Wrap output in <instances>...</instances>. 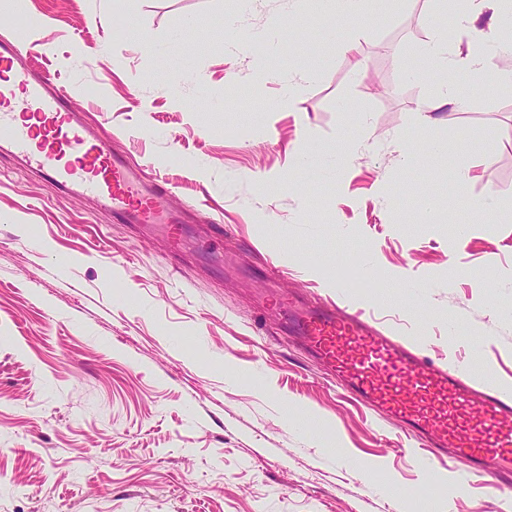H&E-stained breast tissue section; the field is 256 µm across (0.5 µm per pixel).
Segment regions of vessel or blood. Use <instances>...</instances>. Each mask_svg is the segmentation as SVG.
I'll return each mask as SVG.
<instances>
[{
	"label": "vessel or blood",
	"instance_id": "vessel-or-blood-1",
	"mask_svg": "<svg viewBox=\"0 0 512 512\" xmlns=\"http://www.w3.org/2000/svg\"><path fill=\"white\" fill-rule=\"evenodd\" d=\"M9 151L60 190L94 196L128 224H162L172 250L182 246V218L167 192L112 149V137L79 122L66 90L33 74L22 47L0 40V152ZM284 326L334 368L345 391L379 418L394 417L407 438L428 447L416 461L463 465L468 481L497 490L512 485V388L472 378L460 363L427 355L391 335L345 299L325 304L295 292L267 295Z\"/></svg>",
	"mask_w": 512,
	"mask_h": 512
}]
</instances>
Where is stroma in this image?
<instances>
[{"mask_svg": "<svg viewBox=\"0 0 512 512\" xmlns=\"http://www.w3.org/2000/svg\"><path fill=\"white\" fill-rule=\"evenodd\" d=\"M444 18L439 0H370L340 45L281 0H0V39L193 214L176 254L162 229L0 154V512H393L372 474L408 512H512V491L417 467L401 430L258 306L270 256L285 288L345 295L432 358L512 385V86L465 66L469 34ZM231 25L273 42L228 54ZM443 35L468 106L420 125L441 74L419 49ZM364 127L345 166L295 165L308 141ZM432 140L447 153L406 169L400 144ZM462 163L494 210L450 189ZM432 182L440 224L424 217Z\"/></svg>", "mask_w": 512, "mask_h": 512, "instance_id": "35a3bbf8", "label": "stroma"}]
</instances>
